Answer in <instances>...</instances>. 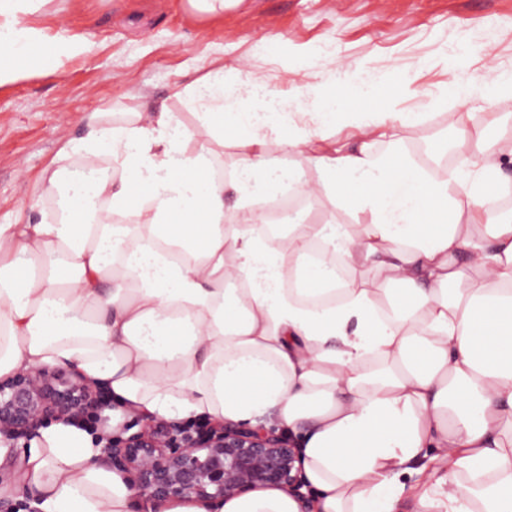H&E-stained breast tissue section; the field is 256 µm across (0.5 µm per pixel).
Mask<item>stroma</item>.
I'll return each mask as SVG.
<instances>
[{"label": "stroma", "mask_w": 512, "mask_h": 512, "mask_svg": "<svg viewBox=\"0 0 512 512\" xmlns=\"http://www.w3.org/2000/svg\"><path fill=\"white\" fill-rule=\"evenodd\" d=\"M29 21L50 39H88L92 51L48 72L34 49L28 71L0 85V224L39 219L42 174L85 136L89 113L121 125L164 107L200 131L173 89L215 60L252 58L276 92L347 86L355 108L423 113L403 130L402 150L421 142L437 156L451 150L431 139L448 126L457 76L512 72V0H244L221 16L191 12L185 0H50ZM413 72L412 92L399 91Z\"/></svg>", "instance_id": "obj_1"}]
</instances>
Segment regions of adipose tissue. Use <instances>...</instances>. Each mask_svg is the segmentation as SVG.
I'll list each match as a JSON object with an SVG mask.
<instances>
[{"instance_id": "ef3b65f1", "label": "adipose tissue", "mask_w": 512, "mask_h": 512, "mask_svg": "<svg viewBox=\"0 0 512 512\" xmlns=\"http://www.w3.org/2000/svg\"><path fill=\"white\" fill-rule=\"evenodd\" d=\"M49 0H0V84L42 43L30 15ZM249 63L215 65L181 90L205 142L166 109L123 126L88 114L44 182L62 219L0 224V376L73 365L117 407L206 413L303 431L313 512H399L413 463L432 457L416 512H512V211L486 209L512 136L485 139L449 111L466 175H430L400 150L374 153L417 112L307 106L270 92ZM459 97L512 99V74L458 78ZM354 140L313 154L311 197L361 224H260L250 200L287 178L270 143L301 151L332 126ZM243 142L223 180L199 178L217 147ZM321 258L312 261L313 248ZM348 280L335 283V268ZM104 441L75 424L0 437V466L30 490L20 512H301L268 488L209 505L137 498L101 466Z\"/></svg>"}]
</instances>
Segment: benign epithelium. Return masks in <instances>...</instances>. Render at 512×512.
<instances>
[{
  "label": "benign epithelium",
  "instance_id": "1",
  "mask_svg": "<svg viewBox=\"0 0 512 512\" xmlns=\"http://www.w3.org/2000/svg\"><path fill=\"white\" fill-rule=\"evenodd\" d=\"M103 396L74 369H39L0 380V435L17 440L59 419L95 418ZM99 463L122 472L137 497L217 502L258 488L303 498L297 449L273 427L227 422L187 426L137 414L108 439Z\"/></svg>",
  "mask_w": 512,
  "mask_h": 512
}]
</instances>
